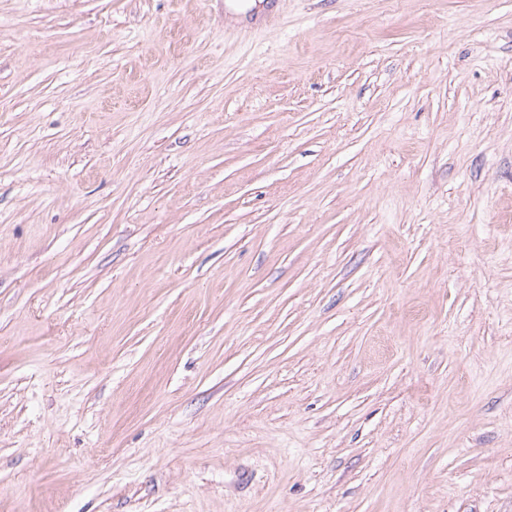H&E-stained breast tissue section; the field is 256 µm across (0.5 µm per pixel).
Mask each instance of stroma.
Returning <instances> with one entry per match:
<instances>
[{
  "mask_svg": "<svg viewBox=\"0 0 512 512\" xmlns=\"http://www.w3.org/2000/svg\"><path fill=\"white\" fill-rule=\"evenodd\" d=\"M0 512H512V0H0Z\"/></svg>",
  "mask_w": 512,
  "mask_h": 512,
  "instance_id": "1",
  "label": "stroma"
}]
</instances>
